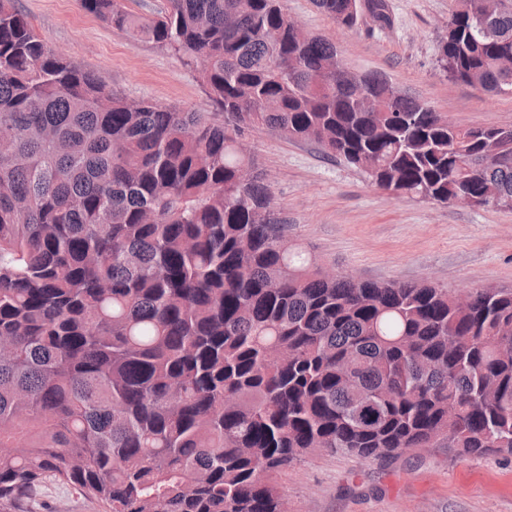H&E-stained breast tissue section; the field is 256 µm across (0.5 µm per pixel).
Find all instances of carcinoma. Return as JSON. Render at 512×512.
I'll return each mask as SVG.
<instances>
[{
    "label": "carcinoma",
    "instance_id": "carcinoma-1",
    "mask_svg": "<svg viewBox=\"0 0 512 512\" xmlns=\"http://www.w3.org/2000/svg\"><path fill=\"white\" fill-rule=\"evenodd\" d=\"M351 28L386 0H313ZM196 65L211 112L130 101L0 0V512L51 479L109 512H286L305 453L451 434L512 452V289L328 276L288 243L242 144L316 142L395 197L512 209V126L462 127L280 0H82ZM512 0H456L438 62L512 94ZM379 110L364 111L363 93Z\"/></svg>",
    "mask_w": 512,
    "mask_h": 512
}]
</instances>
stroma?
<instances>
[{"label":"stroma","instance_id":"35a3bbf8","mask_svg":"<svg viewBox=\"0 0 512 512\" xmlns=\"http://www.w3.org/2000/svg\"><path fill=\"white\" fill-rule=\"evenodd\" d=\"M393 24H337L313 0H283L308 32L332 41L346 63L384 75L462 126L512 125V95L448 79L438 47L455 0H389ZM52 48L130 100L208 109L194 66L169 48L131 42L80 0H16ZM244 140L270 182L288 240L319 265L362 281L434 282L451 291L512 289V210L398 199L318 144L265 128ZM288 512H512V453L464 454L447 439L364 459L314 451L278 476ZM28 512H106L73 486L46 481Z\"/></svg>","mask_w":512,"mask_h":512}]
</instances>
